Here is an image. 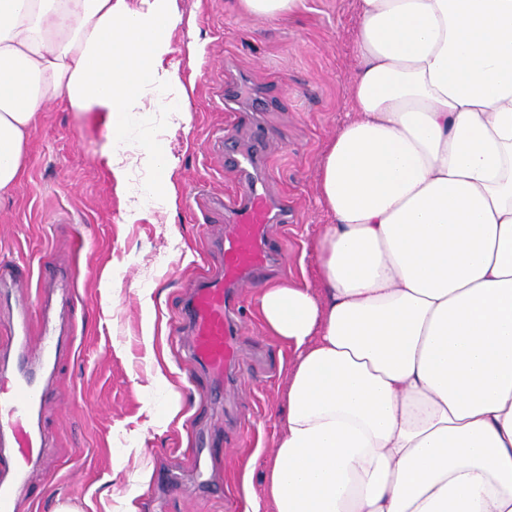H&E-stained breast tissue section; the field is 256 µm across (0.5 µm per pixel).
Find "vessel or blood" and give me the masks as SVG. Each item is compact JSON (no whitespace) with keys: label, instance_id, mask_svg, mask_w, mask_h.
<instances>
[{"label":"vessel or blood","instance_id":"vessel-or-blood-1","mask_svg":"<svg viewBox=\"0 0 512 512\" xmlns=\"http://www.w3.org/2000/svg\"><path fill=\"white\" fill-rule=\"evenodd\" d=\"M261 156L262 146L256 143L236 152L230 164L244 173ZM225 210L230 224L218 243L223 264L201 274L181 316L189 332L188 355L209 376L215 394L222 393L224 374L236 358L234 296L251 287L254 274L275 257L267 225L288 221L287 206L272 200L258 180L245 182ZM0 304L15 315L9 352L0 355V512H18L27 472L38 463L44 446L40 417L46 407L47 365L60 357L62 342L55 318L46 314L40 322V343L30 344L29 277L8 264L0 265Z\"/></svg>","mask_w":512,"mask_h":512}]
</instances>
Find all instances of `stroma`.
Segmentation results:
<instances>
[{
    "label": "stroma",
    "mask_w": 512,
    "mask_h": 512,
    "mask_svg": "<svg viewBox=\"0 0 512 512\" xmlns=\"http://www.w3.org/2000/svg\"><path fill=\"white\" fill-rule=\"evenodd\" d=\"M172 8L183 22L169 60L193 90L182 121L144 112L118 142L127 189H118L101 156L106 114L52 104L31 135L12 202L0 208V262L37 273L33 304L61 299L40 281L47 258L72 266L76 284L72 350L55 365L42 422L51 448L31 472L19 512H55L62 502L81 512H122L130 496L139 512H244L248 467L255 492L263 490V459L286 407L289 353L266 333L257 297L274 281L314 271V242L328 221L316 174L351 106L357 3L306 0L276 19L245 13L238 0H173ZM220 82L239 85L245 111L221 110L212 93ZM224 133L241 146L262 142L258 176L294 218L269 227L279 257L242 298L236 363L223 397L211 400L206 377L188 383L194 367L173 341L165 368L172 388L152 384L141 297L150 295L157 324L172 327L197 276L215 264L208 239L220 214L209 197L229 200L240 188L229 163L209 149ZM152 136L170 156L173 210L153 191L158 176L143 148ZM174 392L183 421L168 424ZM143 468L152 472L144 491Z\"/></svg>",
    "instance_id": "1"
}]
</instances>
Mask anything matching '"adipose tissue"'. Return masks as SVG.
Returning a JSON list of instances; mask_svg holds the SVG:
<instances>
[{"label":"adipose tissue","mask_w":512,"mask_h":512,"mask_svg":"<svg viewBox=\"0 0 512 512\" xmlns=\"http://www.w3.org/2000/svg\"><path fill=\"white\" fill-rule=\"evenodd\" d=\"M170 0H0V204L49 103L181 118ZM317 287L258 298L287 413L245 512H512V0H357Z\"/></svg>","instance_id":"obj_1"}]
</instances>
